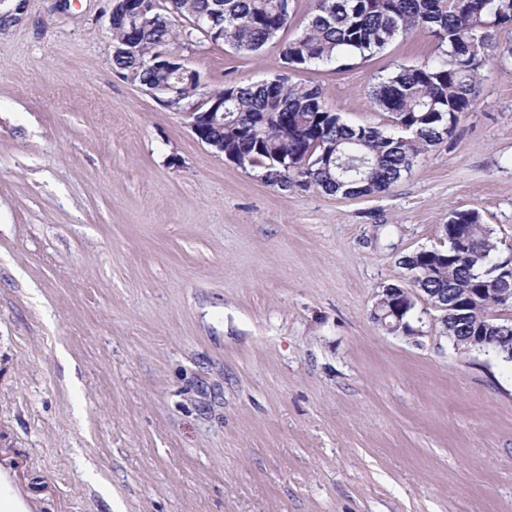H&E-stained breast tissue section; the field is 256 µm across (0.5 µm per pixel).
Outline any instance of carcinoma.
Here are the masks:
<instances>
[{"instance_id": "obj_1", "label": "carcinoma", "mask_w": 512, "mask_h": 512, "mask_svg": "<svg viewBox=\"0 0 512 512\" xmlns=\"http://www.w3.org/2000/svg\"><path fill=\"white\" fill-rule=\"evenodd\" d=\"M285 0H147L154 21L130 34L112 28V71L159 89L181 88L186 99L203 90L175 70L152 69L162 51L189 48L202 33L194 23L224 13V41L234 53L251 56L278 47L288 71L330 65L350 71L382 53L392 42L421 32L434 45L421 62L397 64L370 91L374 111L391 118L395 130L345 121L318 86L278 76L257 83L227 84L224 122L211 126L230 151L252 156L268 185L284 182L328 195L357 198L387 192L415 163L453 136L461 118L476 108L480 70L502 47L499 34L512 30V0H313L296 22V2ZM296 28L292 37L279 34ZM498 242L476 209L448 218V245L422 248L399 264L409 287L448 299L445 335L460 352L479 351L472 336H495L509 318H493L497 289L512 290V266L497 261Z\"/></svg>"}]
</instances>
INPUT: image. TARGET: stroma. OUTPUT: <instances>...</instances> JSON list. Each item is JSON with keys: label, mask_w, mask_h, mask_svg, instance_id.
Returning a JSON list of instances; mask_svg holds the SVG:
<instances>
[{"label": "stroma", "mask_w": 512, "mask_h": 512, "mask_svg": "<svg viewBox=\"0 0 512 512\" xmlns=\"http://www.w3.org/2000/svg\"><path fill=\"white\" fill-rule=\"evenodd\" d=\"M106 0L0 32V456L35 512H512V364L370 318L402 256L478 209L512 257V62L388 192L284 191L113 73ZM302 70L386 126L379 72ZM206 89L281 74L185 49Z\"/></svg>", "instance_id": "1"}]
</instances>
